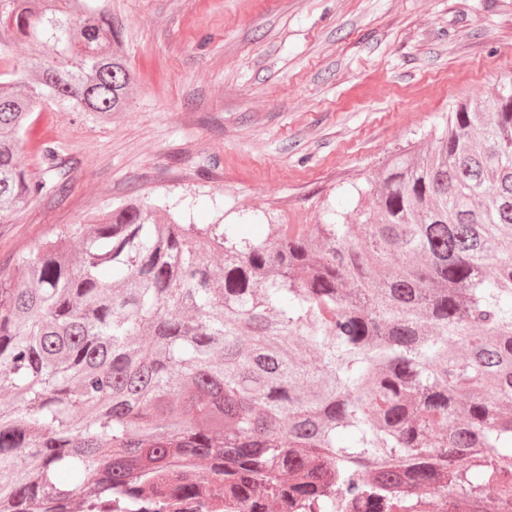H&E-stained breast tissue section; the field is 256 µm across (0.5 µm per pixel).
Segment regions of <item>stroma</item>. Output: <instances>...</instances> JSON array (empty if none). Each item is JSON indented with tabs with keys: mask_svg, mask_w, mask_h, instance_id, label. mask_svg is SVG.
<instances>
[{
	"mask_svg": "<svg viewBox=\"0 0 512 512\" xmlns=\"http://www.w3.org/2000/svg\"><path fill=\"white\" fill-rule=\"evenodd\" d=\"M136 76L101 123L44 107L20 157L40 196L0 215V275L61 232L138 200L206 226L349 211L452 107L512 77V0H90ZM65 192H57L58 184Z\"/></svg>",
	"mask_w": 512,
	"mask_h": 512,
	"instance_id": "35a3bbf8",
	"label": "stroma"
}]
</instances>
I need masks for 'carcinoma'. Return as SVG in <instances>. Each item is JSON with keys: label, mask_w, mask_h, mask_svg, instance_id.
Listing matches in <instances>:
<instances>
[{"label": "carcinoma", "mask_w": 512, "mask_h": 512, "mask_svg": "<svg viewBox=\"0 0 512 512\" xmlns=\"http://www.w3.org/2000/svg\"><path fill=\"white\" fill-rule=\"evenodd\" d=\"M120 44L86 0H0V212L43 189L18 160L33 113L126 109ZM357 193L262 239L130 203L23 253L0 277V512H177L169 481L202 512L512 493V77Z\"/></svg>", "instance_id": "carcinoma-1"}]
</instances>
